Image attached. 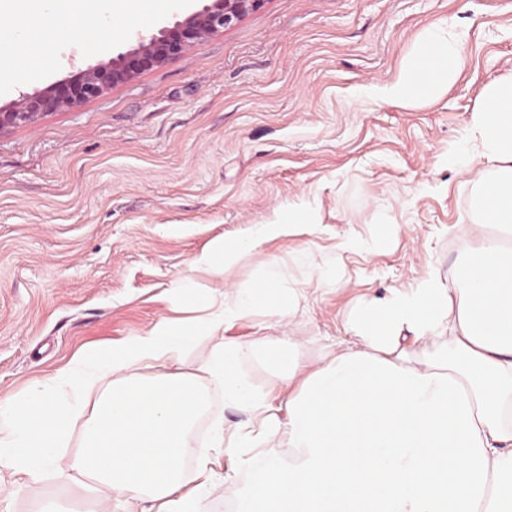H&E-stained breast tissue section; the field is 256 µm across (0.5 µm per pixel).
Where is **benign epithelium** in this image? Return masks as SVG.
<instances>
[{
	"label": "benign epithelium",
	"mask_w": 512,
	"mask_h": 512,
	"mask_svg": "<svg viewBox=\"0 0 512 512\" xmlns=\"http://www.w3.org/2000/svg\"><path fill=\"white\" fill-rule=\"evenodd\" d=\"M263 4L264 0H211V4L189 13L171 27L160 29L150 38L139 40L136 46L107 62L32 94H20L9 107H0V133L32 124L47 112L72 110L117 85L132 82L143 73L178 59L194 45L223 32Z\"/></svg>",
	"instance_id": "7a95c632"
}]
</instances>
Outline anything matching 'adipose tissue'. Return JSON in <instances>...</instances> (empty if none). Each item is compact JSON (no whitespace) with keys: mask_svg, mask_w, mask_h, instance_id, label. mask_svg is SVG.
Wrapping results in <instances>:
<instances>
[{"mask_svg":"<svg viewBox=\"0 0 512 512\" xmlns=\"http://www.w3.org/2000/svg\"><path fill=\"white\" fill-rule=\"evenodd\" d=\"M121 0H0V83L29 73L41 42L64 33L69 8L119 21ZM460 71L458 39L432 27L388 89L418 102L437 97ZM482 162L495 177L478 194L483 223L500 236L472 245L474 224L456 227L463 251L451 280L427 277L363 300L345 325L347 345L312 366L286 348L269 351L291 393L286 404L237 371L238 351L218 346L204 374L181 372L185 348L272 302L274 281L239 288L189 322L159 319L148 332L73 356L51 383L0 398V470L36 489L74 427L82 451L65 482L92 480L118 512H199L188 488L186 434L206 388L249 412L259 432L228 443L223 420L209 445L247 473L235 512H512V80L485 92L465 150L448 163ZM292 212L196 259L221 276L271 236L308 223ZM97 393L93 413L84 400Z\"/></svg>","mask_w":512,"mask_h":512,"instance_id":"ef3b65f1","label":"adipose tissue"}]
</instances>
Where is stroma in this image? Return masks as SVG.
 Returning a JSON list of instances; mask_svg holds the SVG:
<instances>
[{"label":"stroma","instance_id":"stroma-1","mask_svg":"<svg viewBox=\"0 0 512 512\" xmlns=\"http://www.w3.org/2000/svg\"><path fill=\"white\" fill-rule=\"evenodd\" d=\"M206 0L155 16L129 0L132 31L104 25L102 49L55 43L28 83L0 89V106L134 47ZM447 24L460 37L456 81L436 99H392L408 55ZM512 79V0H265L175 61L67 112L0 134V397L51 381L77 352L147 332L160 318L202 315L225 289L275 277L284 298L224 331L197 337L183 369L198 373L218 344L238 348L239 373L262 391L288 390L264 361L269 344L296 342L320 364L344 339L362 300L427 276L451 278L454 225L478 222L476 197L494 174L448 164L484 91ZM314 225L265 240L226 275L194 264L217 239L235 240L289 209ZM398 232L387 237V225ZM387 237L347 252L349 236ZM195 284L182 294V278ZM234 432L251 416L210 388L193 448L214 419ZM81 429L31 494L0 472V512L60 501L94 512L91 485H66ZM235 457L212 455L202 512L234 507Z\"/></svg>","mask_w":512,"mask_h":512}]
</instances>
